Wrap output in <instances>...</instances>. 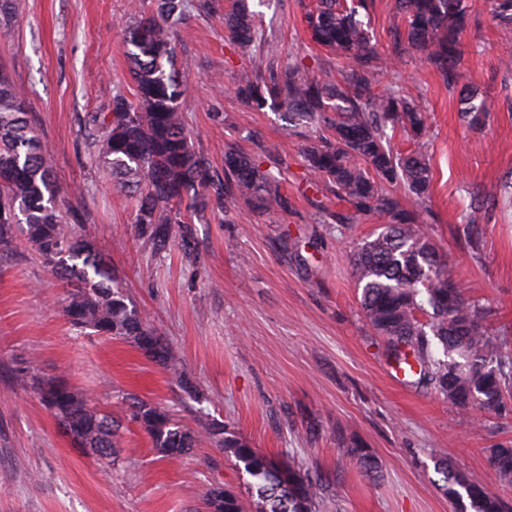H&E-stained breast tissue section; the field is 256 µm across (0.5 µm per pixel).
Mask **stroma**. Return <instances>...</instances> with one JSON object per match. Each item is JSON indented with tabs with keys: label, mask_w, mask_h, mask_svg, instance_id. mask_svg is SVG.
<instances>
[{
	"label": "stroma",
	"mask_w": 512,
	"mask_h": 512,
	"mask_svg": "<svg viewBox=\"0 0 512 512\" xmlns=\"http://www.w3.org/2000/svg\"><path fill=\"white\" fill-rule=\"evenodd\" d=\"M462 67L491 108L472 131L458 94L418 57L384 69L380 84L421 93L431 114L424 152L434 178L428 229L469 298L490 308L493 329L512 326V194L468 215L471 197L512 174V33L490 25L489 0H472ZM0 20V65L25 93L31 124L57 185L80 218L75 230L104 254L129 300L178 352L192 387L136 345L68 323L59 280L16 241L0 254V512H207L214 484L250 499L248 476L223 450L202 446L177 463L131 421L114 457L75 449L16 373L63 381L92 404L119 410L133 394L164 406L188 426L223 422L273 459L325 475L338 494L324 512H457L434 468L445 458L482 477L512 507V488L488 469L486 453L512 446V398L501 413L449 408L434 392L396 382L384 341L363 318L350 261L375 219L339 224L344 201L308 185L304 138L271 110L235 93L253 71L224 30V0H190L172 27L175 57L190 69L181 116L216 177L229 149L256 155L272 145L288 162L286 206L260 213L210 203L158 250L135 232L134 200L91 156L84 118L133 97L125 39L132 14L154 0H23ZM269 70L301 63L324 80L335 65L309 43L297 0H252ZM333 217L321 220L322 210ZM382 462L371 480L348 461L353 442Z\"/></svg>",
	"instance_id": "stroma-1"
}]
</instances>
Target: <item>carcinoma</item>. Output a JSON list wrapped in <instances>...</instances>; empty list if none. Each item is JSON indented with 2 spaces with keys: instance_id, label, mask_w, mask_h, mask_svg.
Segmentation results:
<instances>
[{
  "instance_id": "obj_1",
  "label": "carcinoma",
  "mask_w": 512,
  "mask_h": 512,
  "mask_svg": "<svg viewBox=\"0 0 512 512\" xmlns=\"http://www.w3.org/2000/svg\"><path fill=\"white\" fill-rule=\"evenodd\" d=\"M372 6L373 0H321L317 9L306 11L311 40L343 62L339 78L328 82L293 65L265 74L258 53L265 34L256 12L249 0H231L224 29L255 66L254 76L241 81L236 93L254 109L283 110L292 127L313 130L315 136L301 148L312 187L345 200L354 214L380 222L379 233L352 246L351 261L363 317L386 338L388 359L408 370L412 384L433 390L450 407L496 414L512 388V354L503 352L512 333L489 330L490 310L467 298L465 289L444 288L454 273L421 220L428 212L433 171L422 151L400 153L391 146L398 130L422 138L429 114L420 96L397 86L382 88L379 80L385 63L397 64L412 52L448 88L459 90L465 125L482 127L487 101L463 83L461 72L472 5L469 0H394L404 25L390 28L383 55L372 44ZM186 7V0H155L152 14L135 19L125 53L137 94L133 99L119 94L112 111L85 119L92 156L112 172L115 186L140 191L134 224L159 249L169 243L174 225L188 223L187 211L203 210L211 198L228 206L242 201L262 211L284 205L280 183L288 166L281 159L264 166L275 148L266 146L258 156L226 152L222 182L210 177L206 159L194 148L179 110L186 81L167 69L174 57L171 28ZM490 21L512 30V0H491ZM403 196L411 197L415 208L405 207ZM62 206L50 160L27 120L23 92L0 71V251L12 250L21 231L29 249L69 287L62 312L71 325L127 340L183 376L176 351L128 301L94 247L68 230ZM16 382L36 392L77 447L112 455L119 424L111 412L90 407L67 386L28 367ZM124 406L167 459H181L204 441L224 450L253 479L255 512H320L330 497L325 476L275 461L219 422L191 429L165 408L131 394ZM346 454L365 476H380L382 463L371 449L355 443ZM486 459L490 471L512 485V448H490ZM439 466L448 498L463 509L505 512L482 478L455 470L445 459ZM206 502L209 512H246L243 498L222 485L209 487Z\"/></svg>"
}]
</instances>
